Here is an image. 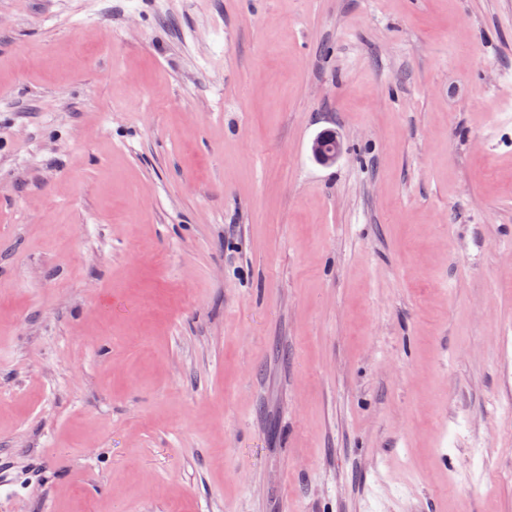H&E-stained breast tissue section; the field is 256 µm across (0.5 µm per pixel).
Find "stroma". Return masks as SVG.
<instances>
[{"label":"stroma","instance_id":"obj_1","mask_svg":"<svg viewBox=\"0 0 512 512\" xmlns=\"http://www.w3.org/2000/svg\"><path fill=\"white\" fill-rule=\"evenodd\" d=\"M508 336L512 0H0V512H512Z\"/></svg>","mask_w":512,"mask_h":512}]
</instances>
